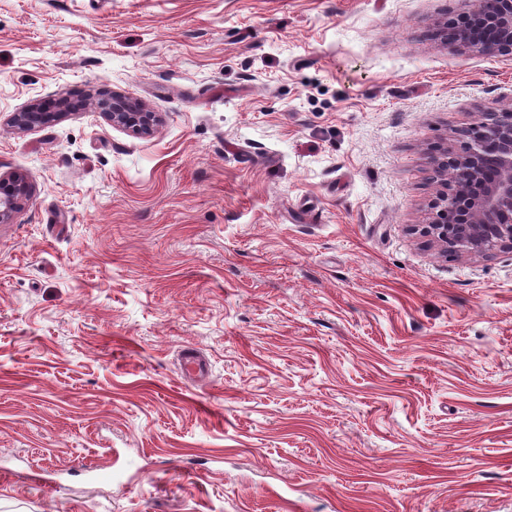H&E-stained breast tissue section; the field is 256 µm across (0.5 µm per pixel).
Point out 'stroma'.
<instances>
[{
  "instance_id": "stroma-1",
  "label": "stroma",
  "mask_w": 512,
  "mask_h": 512,
  "mask_svg": "<svg viewBox=\"0 0 512 512\" xmlns=\"http://www.w3.org/2000/svg\"><path fill=\"white\" fill-rule=\"evenodd\" d=\"M465 9L0 0V512H512V253L421 234L435 147L512 107ZM93 104L109 116L113 125L124 128L135 137L150 136L161 122L159 113L146 112L140 102L123 95L114 94L112 100L97 99ZM37 103H32L22 112H16L13 116V124L19 130L27 131L36 128L47 118L46 114L41 112H56L57 105L53 102L44 103L39 112H34ZM29 194L26 178L17 172L0 173V223H4L21 207Z\"/></svg>"
}]
</instances>
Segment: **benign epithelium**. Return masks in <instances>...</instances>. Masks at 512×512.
<instances>
[{
	"instance_id": "obj_1",
	"label": "benign epithelium",
	"mask_w": 512,
	"mask_h": 512,
	"mask_svg": "<svg viewBox=\"0 0 512 512\" xmlns=\"http://www.w3.org/2000/svg\"><path fill=\"white\" fill-rule=\"evenodd\" d=\"M462 18L472 19L482 31L479 38L453 42L463 54L512 57V0H465ZM95 105L112 124L135 137L153 134L161 122L157 112L122 95L97 99ZM33 103L13 116L20 130L36 128L46 114ZM468 140L457 150L447 145L432 157L440 183L424 233L448 255L473 259L497 252L512 253V107L488 112L466 130ZM29 194L26 178L17 172L0 173V223L21 207Z\"/></svg>"
}]
</instances>
